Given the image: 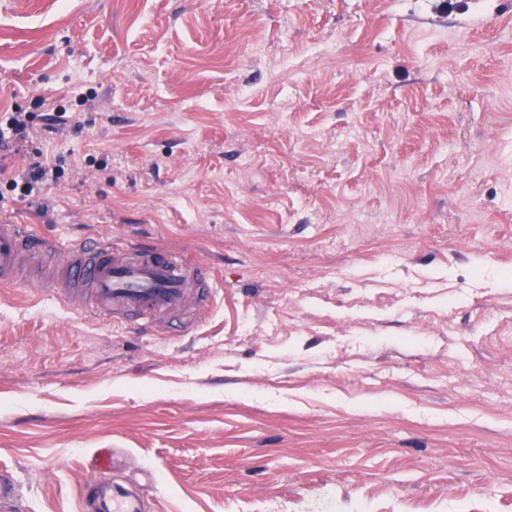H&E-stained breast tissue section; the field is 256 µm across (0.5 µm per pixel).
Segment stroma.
Here are the masks:
<instances>
[{
  "mask_svg": "<svg viewBox=\"0 0 512 512\" xmlns=\"http://www.w3.org/2000/svg\"><path fill=\"white\" fill-rule=\"evenodd\" d=\"M0 219L193 255L135 329L0 288L14 512H512V0H0ZM4 120L0 116V151L11 152L18 143L26 141L32 118L25 112H4ZM57 178L56 170L49 164L36 163L30 166L25 173L19 175L18 178L9 177L7 183L12 187V190L19 188L20 194L27 195L34 190V186L37 184ZM115 455L112 448L97 450L92 465L94 476L86 487V499L93 502L92 512H144L140 485L132 486L112 479Z\"/></svg>",
  "mask_w": 512,
  "mask_h": 512,
  "instance_id": "stroma-1",
  "label": "stroma"
}]
</instances>
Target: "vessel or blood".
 <instances>
[{"label": "vessel or blood", "instance_id": "1", "mask_svg": "<svg viewBox=\"0 0 512 512\" xmlns=\"http://www.w3.org/2000/svg\"><path fill=\"white\" fill-rule=\"evenodd\" d=\"M125 248L109 239L96 241L78 254L59 257L50 241L35 237L24 225L0 220V285L19 282L24 270L50 266L46 287L87 288L89 299H71L72 307L116 322H153L162 311L180 306L188 283L166 254L154 252L128 257ZM115 452L98 449L93 477L86 496L93 502L92 512H144L140 486L113 479Z\"/></svg>", "mask_w": 512, "mask_h": 512}]
</instances>
